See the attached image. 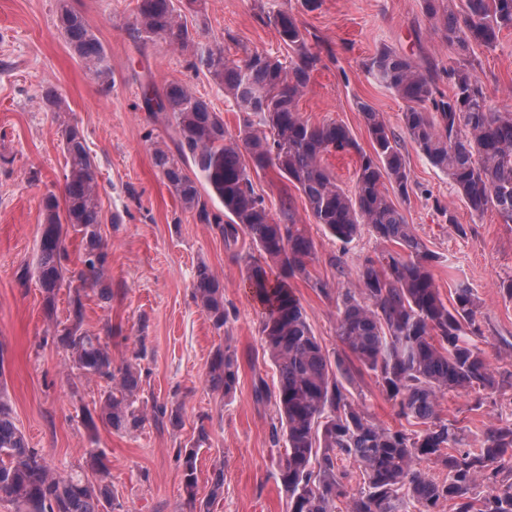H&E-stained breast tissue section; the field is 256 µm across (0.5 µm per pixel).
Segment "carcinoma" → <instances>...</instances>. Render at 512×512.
I'll list each match as a JSON object with an SVG mask.
<instances>
[{
	"mask_svg": "<svg viewBox=\"0 0 512 512\" xmlns=\"http://www.w3.org/2000/svg\"><path fill=\"white\" fill-rule=\"evenodd\" d=\"M423 13L435 33L456 55L448 67L451 92L443 93L436 73L412 57L389 48L378 51L366 71L406 102L400 121L404 134L437 169L446 173L472 214L488 209L512 224V111L489 105L469 60L473 46L493 48L512 30V0H465L457 12L451 0H423ZM274 25L290 55L284 63L267 52L242 59L224 54L220 45L201 46L190 35L174 0H136L130 34L162 38L191 52L189 66L205 70L241 113L230 133L220 113L187 86L172 82L159 92L142 90L149 114H163L178 134L176 150L157 147L153 165L183 207L203 224H214L226 243L247 236L260 259L248 264L245 280L264 305V351L277 371V385L254 382L256 400L274 399L280 427L274 444L280 480L288 492V512H512V418L487 429L477 448L468 447L458 420L440 413L449 392L512 391V371L492 367L479 343L483 331L474 291L459 282L453 303L441 299L432 268L439 262L414 227L405 222L389 193L409 198L411 180L401 138L369 104L359 110L371 140L364 151L350 130L334 121L313 124L301 116L299 101L320 63L294 15L280 10ZM59 29L69 47L94 73L103 89L112 88L105 48L77 11L62 5ZM69 171L63 197L53 192L41 200L42 230L33 274L43 292L44 308L55 310L56 296L68 281L67 324L55 343L79 374L99 382L98 399L85 409L91 431L102 423L133 435L147 420L182 419L177 408L154 405L152 415L140 405L141 371L146 358L139 344L132 360L114 363L109 345L84 329L86 286L98 298L112 300L105 284L108 251L101 234L102 206L97 166L75 124L61 130ZM358 156L353 189L345 191L325 164L331 153ZM193 163L194 176L186 172ZM274 168L303 196L314 223L343 244L363 227L384 249L358 261L351 286L336 298V338L359 362L331 357L314 335L307 313L290 280L311 281L308 266L315 246L304 225L296 223L291 203L282 202L284 218L275 220L254 190L251 173ZM223 208L212 210V204ZM81 238L78 262L69 264L64 234ZM194 296L215 329L227 323L224 287L204 264L198 266ZM372 373L398 414L413 429L376 424L364 400L348 385L355 374ZM212 391L229 396L238 384L235 352L219 351L206 373ZM208 441L198 428L196 447L184 449V492L189 512L206 504L197 499L196 449ZM442 466L436 480L429 464ZM87 467L55 473L18 426L6 388L0 384V501L16 512H117L108 460L89 452Z\"/></svg>",
	"mask_w": 512,
	"mask_h": 512,
	"instance_id": "obj_1",
	"label": "carcinoma"
}]
</instances>
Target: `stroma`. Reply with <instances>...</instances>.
<instances>
[{"instance_id": "stroma-1", "label": "stroma", "mask_w": 512, "mask_h": 512, "mask_svg": "<svg viewBox=\"0 0 512 512\" xmlns=\"http://www.w3.org/2000/svg\"><path fill=\"white\" fill-rule=\"evenodd\" d=\"M80 12L103 43L112 69V89L103 92L94 74L70 50L57 26L61 3ZM195 41L223 46L234 58L258 50L286 58L288 48L271 23L280 10L293 13L321 62L299 102L304 119L335 121L349 128L361 147L370 140L358 108L372 105L393 130H400L406 104L376 82L366 62L388 47L435 69L438 86L449 91L451 54L422 10V0H202L197 11L174 0ZM136 0H0V349L14 416L32 448L55 472L83 464L88 450L103 451L123 512H182L185 494L180 448L191 445L199 427L209 439L196 461L199 497H206L215 467L224 469V494L208 512H287L288 494L277 460L282 446L271 432L278 422L273 402L256 401V378L277 382L263 351L261 304L243 282L246 260L256 259L249 239L226 244L215 225L200 223L172 194L153 165L155 147H174L164 119L150 118L140 85H188L229 131L239 114L206 71L188 65L190 56L161 38L132 39ZM474 71L492 104L512 110V31L493 49L476 48ZM55 88L61 109L49 111L42 95ZM78 125L99 171L101 233L108 245L106 278L111 301L90 296L85 327L108 333L115 362L130 359L138 338L148 354L140 363L146 404L181 408L180 426L146 422L133 435L106 427L89 431L82 410L97 399L99 384L71 369L53 341L68 316V288H61L53 313H46L36 278L19 280L34 267L41 234V199L62 194L66 161L63 124ZM413 190L395 205L440 258L433 269L441 294L455 282L473 288L480 302L484 349L493 366L512 370V300L498 284L512 276V224L495 210L471 215L447 176L432 167L410 140H403ZM253 185L272 214L288 194L298 223L315 244L310 279L327 282L331 295L297 279L294 291L315 336L329 352L341 353L336 338L337 291L348 287L360 258L382 250L369 231L345 245L325 235L310 216L301 194L280 181L275 169L255 174ZM206 264L224 287L228 322L212 326L193 298L196 268ZM231 347L239 358L233 396L210 391L208 366L218 350ZM355 396L365 400L373 420L400 427L397 409L371 374L355 379ZM473 396L446 394L442 415L458 419L471 447L483 432L512 417V399L493 394L481 408Z\"/></svg>"}]
</instances>
